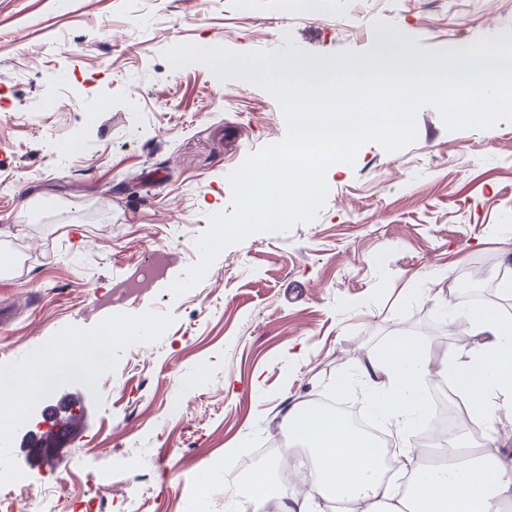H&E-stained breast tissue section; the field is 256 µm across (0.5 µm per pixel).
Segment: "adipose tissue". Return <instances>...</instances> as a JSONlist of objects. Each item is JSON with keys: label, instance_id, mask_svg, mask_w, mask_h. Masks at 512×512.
Segmentation results:
<instances>
[{"label": "adipose tissue", "instance_id": "obj_1", "mask_svg": "<svg viewBox=\"0 0 512 512\" xmlns=\"http://www.w3.org/2000/svg\"><path fill=\"white\" fill-rule=\"evenodd\" d=\"M470 336L463 361L439 366L435 376L454 378L464 399L476 401L485 415L512 423V321L481 311ZM427 363L423 347L408 342L369 358L364 366L372 387H392L382 410L399 423H409L420 407L412 384ZM280 421L311 450L314 467L305 479L308 491L272 488L268 473H257L243 492L250 512H265L271 501L277 512H316L320 500L347 502L360 512H401L407 500L414 503L415 512H502L503 503L512 501L511 457L486 452L469 469L426 475L417 448L402 446L397 452L399 471L415 477L403 494L384 477L374 441L351 429L342 417L325 418L313 412L310 402L300 401L288 406Z\"/></svg>", "mask_w": 512, "mask_h": 512}]
</instances>
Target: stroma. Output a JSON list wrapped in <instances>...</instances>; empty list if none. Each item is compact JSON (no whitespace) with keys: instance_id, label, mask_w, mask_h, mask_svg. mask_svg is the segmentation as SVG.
Segmentation results:
<instances>
[{"instance_id":"obj_1","label":"stroma","mask_w":512,"mask_h":512,"mask_svg":"<svg viewBox=\"0 0 512 512\" xmlns=\"http://www.w3.org/2000/svg\"><path fill=\"white\" fill-rule=\"evenodd\" d=\"M418 46L454 48L512 29V0H0V368L43 346L73 355L117 317H159L144 346L116 345L97 385H55L86 424L60 496L98 512H242L230 487L281 434L294 400L335 397L415 438L380 412L362 370L396 340L432 364L459 355L469 281L504 276L490 307L512 313V122L448 129L430 105L417 139L370 143L326 170L314 220L226 246L192 291L197 240L232 211L229 176L280 141L285 118L264 90L205 63L171 66L177 43L237 52L292 37L317 54L365 51L375 21ZM56 96L53 112L28 115ZM74 139L86 152L67 153ZM171 260L150 292L113 306L127 272L159 243ZM184 413L161 421L176 383ZM141 468L111 467L112 453Z\"/></svg>"}]
</instances>
